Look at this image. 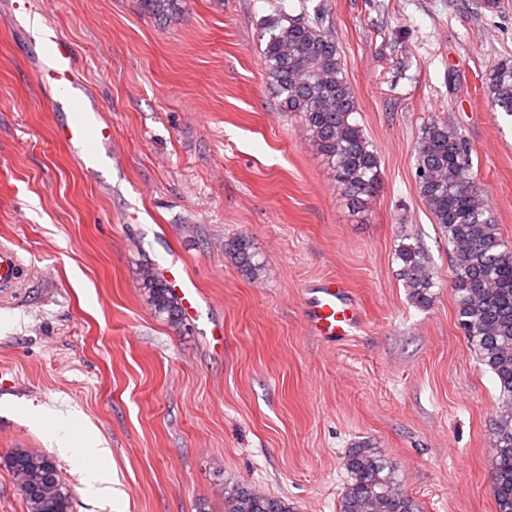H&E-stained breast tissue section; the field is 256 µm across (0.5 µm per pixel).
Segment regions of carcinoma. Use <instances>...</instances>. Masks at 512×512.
<instances>
[{
  "label": "carcinoma",
  "instance_id": "carcinoma-1",
  "mask_svg": "<svg viewBox=\"0 0 512 512\" xmlns=\"http://www.w3.org/2000/svg\"><path fill=\"white\" fill-rule=\"evenodd\" d=\"M141 3L149 14L166 20L183 7V0ZM266 33L264 65L282 111L301 114L309 142L336 172L339 193L352 209L365 210L379 185V159L355 118L358 105L336 37L303 17L276 21ZM482 87L491 109L512 118V59L491 66ZM415 183L435 223L448 234L457 323L500 385L491 468L497 512H512V246L501 237L493 208L475 181L468 142L448 122L432 119L421 130ZM224 251L250 278L260 276L262 266L248 237L224 244ZM396 257L412 302L429 306L435 272L427 257L406 243L398 246ZM141 279L155 313L180 325L178 299L151 269L144 268ZM5 464L27 486L22 494L26 512H72L69 490L49 456L15 448ZM345 467L350 482L339 512H420L381 449L361 442L348 451ZM224 512H295V507L284 498L236 486L224 492Z\"/></svg>",
  "mask_w": 512,
  "mask_h": 512
}]
</instances>
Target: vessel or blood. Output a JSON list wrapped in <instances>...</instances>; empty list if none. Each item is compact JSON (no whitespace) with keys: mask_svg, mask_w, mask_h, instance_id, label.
<instances>
[{"mask_svg":"<svg viewBox=\"0 0 512 512\" xmlns=\"http://www.w3.org/2000/svg\"><path fill=\"white\" fill-rule=\"evenodd\" d=\"M41 77L50 79L55 95L51 105L67 113V120L56 127L55 136L78 156L85 170H93L99 161L100 143L111 139L112 130L100 116V106L83 98L73 79L72 49L57 33L49 35L41 48L38 62ZM21 260L10 246L0 245V287H13L20 275ZM170 285L185 310H193L199 291L179 271H172ZM360 307L349 288L336 280L316 284L307 305V323L313 335L329 338L349 336L361 323Z\"/></svg>","mask_w":512,"mask_h":512,"instance_id":"1","label":"vessel or blood"}]
</instances>
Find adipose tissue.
<instances>
[{"instance_id":"adipose-tissue-1","label":"adipose tissue","mask_w":512,"mask_h":512,"mask_svg":"<svg viewBox=\"0 0 512 512\" xmlns=\"http://www.w3.org/2000/svg\"><path fill=\"white\" fill-rule=\"evenodd\" d=\"M77 422L78 417L74 412L61 409L43 410L33 420L34 425L45 428L50 444L55 445L62 455L72 456L86 470L90 492L111 494L109 470L105 465L110 452L95 437L83 442L76 441Z\"/></svg>"}]
</instances>
